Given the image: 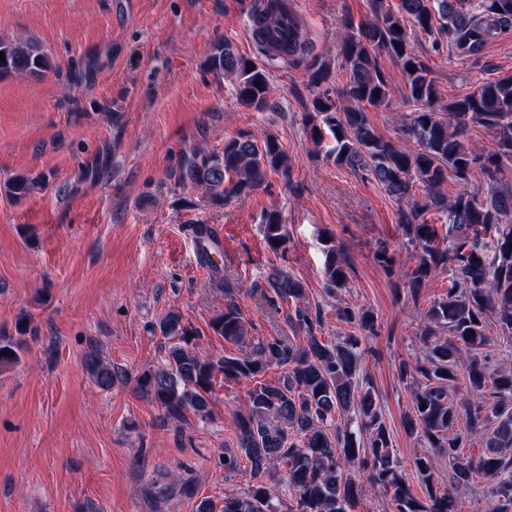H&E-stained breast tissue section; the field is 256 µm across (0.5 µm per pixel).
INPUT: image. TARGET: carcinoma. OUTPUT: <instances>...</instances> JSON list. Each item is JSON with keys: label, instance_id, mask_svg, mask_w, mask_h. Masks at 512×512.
I'll return each mask as SVG.
<instances>
[{"label": "carcinoma", "instance_id": "cac0c4a2", "mask_svg": "<svg viewBox=\"0 0 512 512\" xmlns=\"http://www.w3.org/2000/svg\"><path fill=\"white\" fill-rule=\"evenodd\" d=\"M284 14L277 0L253 12L254 39L309 74V86L316 89L304 113L309 140L325 159L363 172L399 203L397 224L414 249L413 265L402 269L384 246L376 251V261L404 279L415 301L424 284L448 273L446 292L425 309L420 329L424 354L400 368L401 379L412 385L404 430L426 447L412 460L423 496L410 488L393 452L380 402L364 385L361 338L349 335L320 342L314 334L320 313L312 314L303 305L306 289L282 268L267 276L269 301L297 303L296 324L305 331L302 341L295 344L273 336L257 339L240 353L203 355L194 350L197 328L170 310L158 322L161 335L171 340L165 361L143 374L138 387L169 416L190 411L203 417L217 376L253 382L247 390V410L234 419L236 448L224 452L227 471L236 470L244 459L250 461L253 484L242 493L225 495L222 512H280L274 500L282 484L292 499L288 512H357L365 488L356 471L367 474L370 489L388 498L392 512H461V497L473 491L477 475L496 481L484 512H512V369L491 370L484 361L491 326L497 327L496 334L512 337V179L504 177L512 170V75L486 81L446 103L412 41L413 33L421 32L435 50L446 47L452 56H476L512 29V0H400L398 10L381 8L371 21L344 19L339 58L347 79L337 94L328 86L331 63L312 54L296 19L288 18V37L282 44L267 43V34L283 28ZM383 53L405 75V88L399 91L409 108L403 133L418 144L413 152L379 135L367 115L368 107L387 103L393 94L378 62ZM207 65L214 74L232 78L245 106L258 112L276 108L269 73L261 63L218 40ZM55 69L38 42L0 39V77H41ZM476 125L493 134V147L486 152L464 140L465 132ZM272 173L291 181L284 146L274 135L259 141L242 131L224 141L221 154L183 166L178 180L218 202L266 187ZM450 180L458 186L451 198L445 191ZM46 185L45 175L22 172L4 188L8 195L22 198ZM418 185L424 189L420 200L414 191ZM433 210L446 217L442 235L428 222ZM262 231L272 253L287 252L282 211H267ZM197 234L203 261L220 273L209 249L210 228L200 224ZM349 269L343 252L327 250L324 288L333 292L345 287ZM336 316L365 335L375 333L377 317L369 309L342 306ZM14 328L13 335L0 333V352H8L0 355V371L20 362L25 336L35 335L33 315L18 316ZM209 328L227 343H244L245 321L232 302ZM85 366L99 388L112 387L115 371L110 364L90 354ZM272 367L283 369L282 378L262 380ZM460 376L472 394L468 399H455ZM472 446L477 453L463 452ZM438 455L448 461L446 485L437 472ZM280 471L283 476L268 483L270 474Z\"/></svg>", "mask_w": 512, "mask_h": 512}]
</instances>
